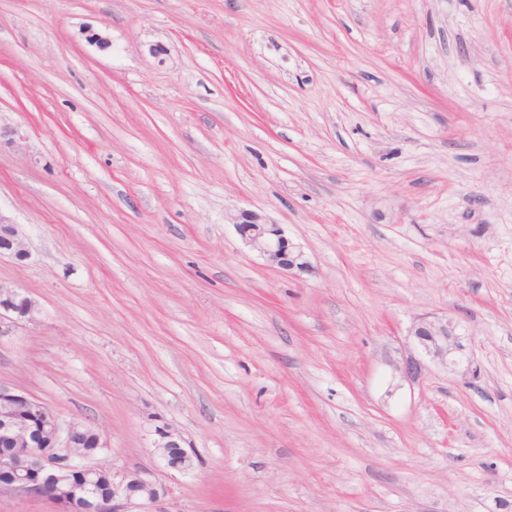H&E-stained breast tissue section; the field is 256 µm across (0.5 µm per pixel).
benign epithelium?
Returning <instances> with one entry per match:
<instances>
[{
	"mask_svg": "<svg viewBox=\"0 0 512 512\" xmlns=\"http://www.w3.org/2000/svg\"><path fill=\"white\" fill-rule=\"evenodd\" d=\"M235 227L244 243L264 259L283 270L306 266L303 253L288 250V239L277 224L263 222L257 212H243L235 218ZM17 260L29 256L27 238L19 226L0 213V256ZM36 303L9 283L0 281V335L3 327L19 320H30ZM456 326L450 320L422 318L413 330L418 344L433 360L448 364V356L460 350ZM88 427L79 422L63 423L44 401L24 392L0 385V435L11 444V452L0 457V493L11 492L41 498L53 507L52 512H148V507L163 496V490L138 472L118 475L95 461V457L76 453V445ZM155 444L167 466L177 470L191 467V459L180 438L168 431H158ZM78 467L88 477L107 472L111 476L110 492L90 500L86 487L61 486L65 473Z\"/></svg>",
	"mask_w": 512,
	"mask_h": 512,
	"instance_id": "1",
	"label": "benign epithelium"
}]
</instances>
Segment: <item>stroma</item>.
<instances>
[{"instance_id": "obj_1", "label": "stroma", "mask_w": 512, "mask_h": 512, "mask_svg": "<svg viewBox=\"0 0 512 512\" xmlns=\"http://www.w3.org/2000/svg\"><path fill=\"white\" fill-rule=\"evenodd\" d=\"M0 122V384L159 512H512V0H0ZM234 220L244 243L259 252L268 263L286 271L306 266L301 251L289 252L288 239L279 225L263 222V217L253 211L243 212ZM2 255L25 260L29 256V250L25 233L0 212V256ZM36 311L34 300L23 295L10 283L0 281V335L4 333V325L8 328V324L19 320H31ZM455 329L456 326L448 319L429 320L425 317L420 319L412 335L428 356L448 366V356L460 350ZM159 439L155 444L159 456L166 462L167 466L177 470H187L191 467V459L183 449L180 438L168 431L159 430Z\"/></svg>"}]
</instances>
